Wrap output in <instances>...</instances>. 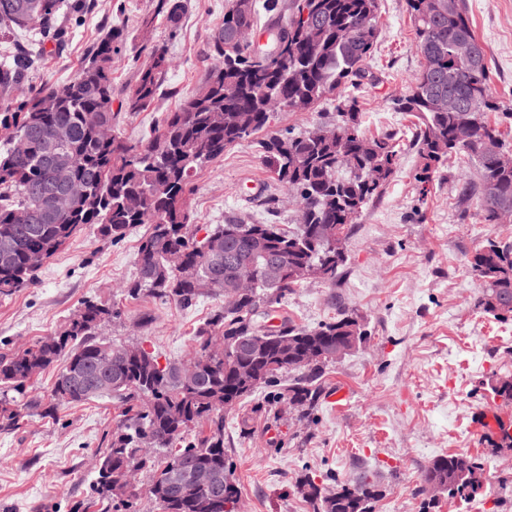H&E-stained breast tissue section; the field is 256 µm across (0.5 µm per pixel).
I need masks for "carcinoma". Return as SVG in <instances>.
Wrapping results in <instances>:
<instances>
[{
    "label": "carcinoma",
    "instance_id": "carcinoma-1",
    "mask_svg": "<svg viewBox=\"0 0 512 512\" xmlns=\"http://www.w3.org/2000/svg\"><path fill=\"white\" fill-rule=\"evenodd\" d=\"M22 19L0 9V43L9 53L0 60V296L36 284L37 271L27 266L30 254L49 260L78 232L94 226L99 236L117 243L147 225L137 248L136 272L126 288L130 297L148 295L182 308L196 305L204 292L179 279L183 266L196 268L200 280L215 279L212 289L236 288L238 267L253 273L255 287L230 308H221L197 332L192 359L198 377L180 378L176 362L161 364L152 352L133 360L116 357L122 344L101 337L102 328L121 317L119 307L94 299L81 302L56 336L27 348L0 354V431H14L32 413L54 419L60 409L109 398L121 408L109 446L99 458L93 493L112 502L113 512H136L135 476L150 474L148 495L160 512H226V498L182 486L187 465L215 469L232 498L239 496L231 461L224 448V410L240 403L284 372L296 374L288 399L314 409L321 397V365H302L298 356L312 348L333 363L336 345L354 350L367 332L357 317L344 311L316 327L288 320L270 328L258 321L261 303L278 302L303 282H334L346 257L336 256L331 241L346 235L363 208L395 173V136H368L361 129L357 102L347 89L366 74L378 37V0H229L224 22L212 34L210 55L218 64L207 70L195 92L186 96L145 141L132 142L118 130L112 111L114 54L126 41L115 25L98 41L87 61L66 83H46L17 98L15 91L48 52L62 42V0H36ZM414 23L417 52L424 64L398 108L416 119L413 144L423 160L425 178L452 154L474 162L476 179L463 189L473 196L488 224H498L499 210L512 209V154L491 91L490 69L475 34L467 0H406ZM314 9L321 22L306 30L301 16ZM185 0H156L153 13L140 21L142 40H150L156 21L177 32ZM272 15L276 32L286 40L280 59H264L251 46L230 47L225 32L240 24L257 26ZM171 68L167 51L153 48L137 72L136 83L121 103L127 112L146 111L159 94ZM458 98L443 108L437 95ZM288 105L304 100L313 106L336 98V129L343 137L312 138L292 129L260 140L262 156L277 182L299 202L296 227L278 224H217L202 238L190 224L188 196L195 173L224 157L232 145L264 131L273 117L269 102ZM65 165L86 190L68 210L57 212L45 193L58 190L55 167ZM22 210L37 214L17 223ZM229 237L236 261L210 250V241ZM479 281L476 306L501 321H512V242L489 240L467 260ZM288 337V352L271 335ZM112 361V376L92 389L82 382L94 365ZM65 359L48 397L30 394L31 381ZM495 397L512 404V377L496 380ZM150 438L152 455L139 454ZM437 481L448 497L470 499L483 488V466L451 454L426 468L420 494ZM296 489L312 512H374L380 497L366 480L336 482L326 496L314 481Z\"/></svg>",
    "mask_w": 512,
    "mask_h": 512
}]
</instances>
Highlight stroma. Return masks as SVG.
<instances>
[{
    "label": "stroma",
    "instance_id": "obj_1",
    "mask_svg": "<svg viewBox=\"0 0 512 512\" xmlns=\"http://www.w3.org/2000/svg\"><path fill=\"white\" fill-rule=\"evenodd\" d=\"M475 32L491 68V87L502 109L512 110V0H468ZM156 0H92L80 23L70 24L59 49L44 56L30 84L72 79L97 40L124 21L128 38L112 68V105L119 128L136 140L164 112L202 82L214 59L213 31L226 0H188L178 32L157 24L153 45L174 61L148 111L120 108L147 53L140 18ZM379 37L354 94L366 134L395 132L412 118L394 101L414 83L422 60L405 0H379ZM333 102L302 112H278L272 129L306 131L336 122ZM416 148L404 145L392 180L351 225L346 262L335 282L307 281L267 309V321L314 327L353 312L368 337L330 364L324 392L310 415L283 395L287 380L260 388L224 412V447L240 488L238 512H312L296 491L303 476L323 488L368 477L381 496L374 512H512V447L496 445V424L512 423V405L494 399L492 384L512 375V322L476 306L478 283L466 266L486 240L512 241V223H484L475 200L461 187L475 177L473 164L456 157L421 182ZM276 198L274 221L291 224L295 199L267 169L257 145L245 140L194 178L191 222L199 232L238 219L268 218L264 202ZM137 226L119 243L87 227L47 260L33 287L0 297V348H24L63 329L86 299L118 304L124 315L107 337L144 343L162 360L184 362L196 348L198 327L224 304L219 294L195 306L149 296L127 298L135 272ZM117 421L109 401L61 410L58 422L31 417L20 430L0 431V512H106L90 506L95 461ZM461 454L481 462L485 485L475 498L440 493L426 507L418 489L429 463Z\"/></svg>",
    "mask_w": 512,
    "mask_h": 512
}]
</instances>
